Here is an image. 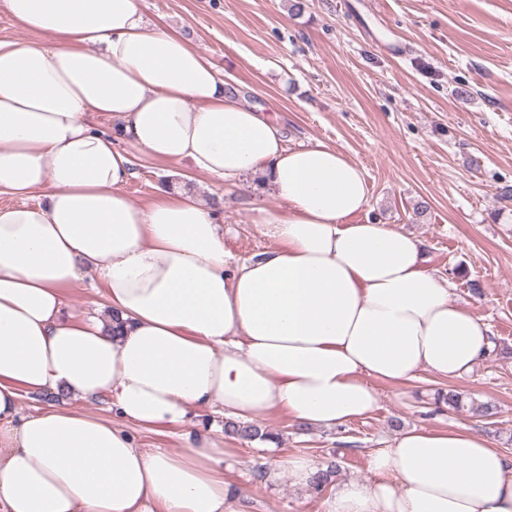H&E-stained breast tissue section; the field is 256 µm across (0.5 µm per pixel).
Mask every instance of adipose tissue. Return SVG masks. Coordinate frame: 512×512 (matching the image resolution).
I'll use <instances>...</instances> for the list:
<instances>
[{
    "instance_id": "1",
    "label": "adipose tissue",
    "mask_w": 512,
    "mask_h": 512,
    "mask_svg": "<svg viewBox=\"0 0 512 512\" xmlns=\"http://www.w3.org/2000/svg\"><path fill=\"white\" fill-rule=\"evenodd\" d=\"M31 40L0 43V512H238L229 451L202 412L286 411L336 429L377 406L375 381L469 373L487 324L450 298L419 240L363 223L362 167L227 93L137 0H0ZM225 186L247 177L273 248L239 261L220 208L189 187L137 204L134 154ZM93 271L107 317L66 311ZM112 398L113 418L23 395ZM135 424L177 429L144 450ZM327 512H512V459L468 428L403 431ZM133 434L138 448H168L176 450L178 448V441L172 433L159 434L154 431L139 428L136 426H129Z\"/></svg>"
}]
</instances>
